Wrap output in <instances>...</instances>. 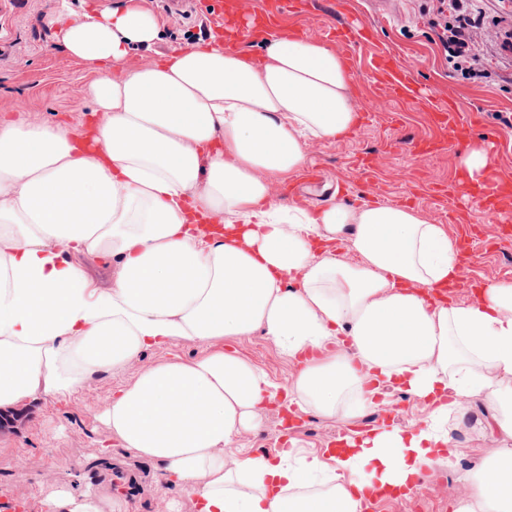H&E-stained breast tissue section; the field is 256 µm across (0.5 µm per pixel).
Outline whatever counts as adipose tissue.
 Segmentation results:
<instances>
[{
  "label": "adipose tissue",
  "mask_w": 512,
  "mask_h": 512,
  "mask_svg": "<svg viewBox=\"0 0 512 512\" xmlns=\"http://www.w3.org/2000/svg\"><path fill=\"white\" fill-rule=\"evenodd\" d=\"M46 22L96 73L97 122L81 149L63 126L0 121V408L72 397L194 341L204 354L135 371L99 418L196 512H363L367 492L410 494L433 465L456 469L453 424L477 401L476 429L502 445L464 476L454 512H512V281L432 299L460 274L445 225L410 206L273 201L310 142L360 122L335 49L271 32L249 56L212 39L115 77L131 45L159 35L136 0ZM344 243L356 263L337 258ZM257 332L296 363L288 387L225 351ZM392 390L425 416L344 437L330 456L224 454L278 393L352 419Z\"/></svg>",
  "instance_id": "obj_1"
}]
</instances>
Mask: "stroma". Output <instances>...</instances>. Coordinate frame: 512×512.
Wrapping results in <instances>:
<instances>
[{
	"label": "stroma",
	"instance_id": "1",
	"mask_svg": "<svg viewBox=\"0 0 512 512\" xmlns=\"http://www.w3.org/2000/svg\"><path fill=\"white\" fill-rule=\"evenodd\" d=\"M140 4L157 18L160 33L151 46H132L124 67L139 66L174 47L214 35L209 21L195 13L165 14L160 0H140ZM431 5L432 0H389L390 12L381 16L372 0H319L312 14L283 18L285 28L320 41L328 26L357 16L366 22L373 39L354 47L336 46L355 64L352 95L361 109L357 128L338 142L310 143L305 166L317 169L318 179L308 183L297 173L277 183L278 205L312 209L340 199L353 204L363 199L405 204L422 210L433 223L446 225L450 237L483 234L488 218L440 191L462 177L463 151L474 145L489 149L494 158L491 174L512 183V128L499 121L500 115L512 114V62L486 56L484 64L492 72L488 79H466L454 72L427 24ZM52 7L53 0H0V117L89 130L95 119L85 89L95 75L68 55L46 25L44 18ZM378 50L402 62L411 78L438 102L453 101L480 113V124L461 132V149L415 154L416 145L440 141L443 132L432 113L405 107L391 97L387 74L370 63ZM505 279L512 280V242L477 244L461 254V287L453 299L470 301L484 281ZM224 349L282 385L289 384L295 372L294 364L272 341L256 334L225 340ZM128 378V373L116 372L93 379L69 401L20 405L16 427L0 428V502L12 500L22 487L29 512H42L47 494L68 487L93 493L102 512H113L116 501L125 503L126 512H155L168 492L156 483L153 466L128 456L92 413L109 391ZM390 401L388 411L370 410L349 420L299 411L286 432L295 447L317 452L336 438L374 428L386 416H393L395 425L403 429L422 415L421 404L411 397L395 391ZM279 410L278 404H267L261 428L239 438L237 447L249 456H273L283 432Z\"/></svg>",
	"mask_w": 512,
	"mask_h": 512
}]
</instances>
